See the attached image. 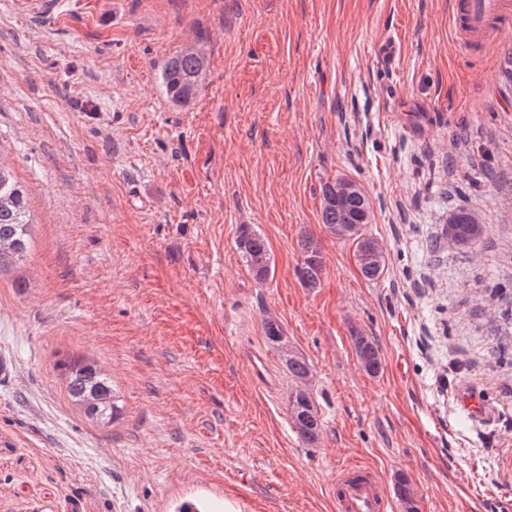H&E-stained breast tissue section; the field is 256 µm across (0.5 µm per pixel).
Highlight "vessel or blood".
<instances>
[{"label": "vessel or blood", "mask_w": 512, "mask_h": 512, "mask_svg": "<svg viewBox=\"0 0 512 512\" xmlns=\"http://www.w3.org/2000/svg\"><path fill=\"white\" fill-rule=\"evenodd\" d=\"M451 24L459 47L473 54L512 32V0H452ZM336 512H388L390 501L373 469L354 463L333 486Z\"/></svg>", "instance_id": "vessel-or-blood-1"}]
</instances>
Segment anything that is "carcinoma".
Segmentation results:
<instances>
[{"instance_id": "obj_1", "label": "carcinoma", "mask_w": 512, "mask_h": 512, "mask_svg": "<svg viewBox=\"0 0 512 512\" xmlns=\"http://www.w3.org/2000/svg\"><path fill=\"white\" fill-rule=\"evenodd\" d=\"M206 74L204 57L197 51L180 52L166 60L159 70V83L170 104L183 108L200 93ZM341 179L325 183L321 188L322 224L333 234L353 240L356 244V262L363 277L374 280L385 269V256L378 243L366 235L371 223L369 200L359 190L347 197L336 196V184ZM473 214L466 208L456 210L448 220L445 235L459 243H475L483 235L480 225L472 223ZM302 262L296 269L300 283L306 288L320 284L323 262L320 249L310 237L300 242ZM237 249L257 281L266 280L271 273V258L266 240L245 226L237 238ZM30 250V219L28 197L24 186L0 160V274L9 264L27 256ZM267 343L280 351L281 362L295 388L288 397V408L299 436L309 445L318 440L321 423L317 404L309 381L312 368L306 359L294 352L282 351L285 334L275 321L264 326ZM354 345L361 366L375 375L381 369L376 346L365 336L354 337ZM65 375L70 398L83 409L84 415L95 422L108 424L120 408L112 388V381L94 364L72 361L59 365Z\"/></svg>"}]
</instances>
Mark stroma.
<instances>
[{"mask_svg":"<svg viewBox=\"0 0 512 512\" xmlns=\"http://www.w3.org/2000/svg\"><path fill=\"white\" fill-rule=\"evenodd\" d=\"M450 12L69 0L44 19L0 4V159L32 221L29 256L0 276V512H336L355 460L387 491L405 479L417 512H512V57L464 56ZM189 49L207 77L176 109L158 71ZM338 178L369 199L378 279L321 221ZM460 207L476 243L443 234ZM245 225L268 244L262 283L236 248ZM306 236L314 288L296 275ZM270 320L312 367L315 444L293 426ZM72 358L111 378V423L70 401L57 364ZM464 392L490 421L459 417ZM302 262L296 269L300 283L306 288L319 285L323 271L320 249L311 237H304L300 242ZM354 345L361 366L371 375L379 373L381 361L376 346L365 336H354Z\"/></svg>","mask_w":512,"mask_h":512,"instance_id":"35a3bbf8","label":"stroma"}]
</instances>
